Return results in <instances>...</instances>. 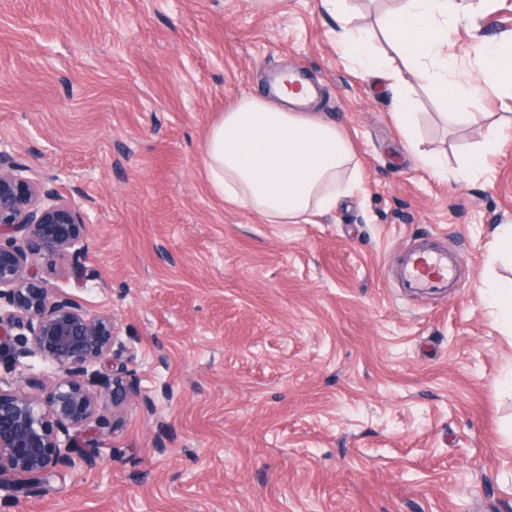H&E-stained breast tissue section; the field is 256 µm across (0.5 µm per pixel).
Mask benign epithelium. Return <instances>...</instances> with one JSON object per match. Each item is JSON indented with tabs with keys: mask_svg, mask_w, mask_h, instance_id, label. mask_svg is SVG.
Segmentation results:
<instances>
[{
	"mask_svg": "<svg viewBox=\"0 0 512 512\" xmlns=\"http://www.w3.org/2000/svg\"><path fill=\"white\" fill-rule=\"evenodd\" d=\"M27 166L0 150V349L15 363L39 356L57 371L43 395L7 390L0 376V485L20 492L23 482L48 483L73 465L78 445L70 430L97 419L109 379L89 367L105 358L117 338L112 318L87 309L50 284L45 271L65 257L67 277H87L78 207L50 180L28 177Z\"/></svg>",
	"mask_w": 512,
	"mask_h": 512,
	"instance_id": "7a95c632",
	"label": "benign epithelium"
}]
</instances>
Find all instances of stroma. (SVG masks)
<instances>
[{
	"label": "stroma",
	"mask_w": 512,
	"mask_h": 512,
	"mask_svg": "<svg viewBox=\"0 0 512 512\" xmlns=\"http://www.w3.org/2000/svg\"><path fill=\"white\" fill-rule=\"evenodd\" d=\"M451 28L461 79L512 0ZM321 0H0V144L89 222L86 286L111 315L114 379L96 453L0 512H512V335L489 295L512 224V129L450 182L410 153L336 43ZM355 144L359 185L312 224H269L210 191L204 143L225 108L282 69ZM422 137L449 167L480 152L511 98L447 105L413 74ZM448 251L457 287L411 298L389 273L413 243ZM13 390L54 370L0 351Z\"/></svg>",
	"instance_id": "obj_1"
}]
</instances>
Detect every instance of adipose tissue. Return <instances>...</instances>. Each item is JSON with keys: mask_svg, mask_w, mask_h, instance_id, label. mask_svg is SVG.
Instances as JSON below:
<instances>
[{"mask_svg": "<svg viewBox=\"0 0 512 512\" xmlns=\"http://www.w3.org/2000/svg\"><path fill=\"white\" fill-rule=\"evenodd\" d=\"M464 13L461 0H398L377 19L387 43L379 53L351 30L337 35L365 76L394 91L391 116L409 150L424 167L451 181L475 170L480 158L469 157L451 169L424 149L411 124L415 102L403 88V75H417L453 104L477 91L506 92L500 75L512 72V53L504 52L501 39L482 44L473 64L475 82L456 80L458 58L448 50V30ZM313 102L309 93L281 86L275 97L245 94L227 107L205 140L214 195L270 224L312 223L349 196L359 181L355 146L335 122L312 111Z\"/></svg>", "mask_w": 512, "mask_h": 512, "instance_id": "adipose-tissue-1", "label": "adipose tissue"}]
</instances>
